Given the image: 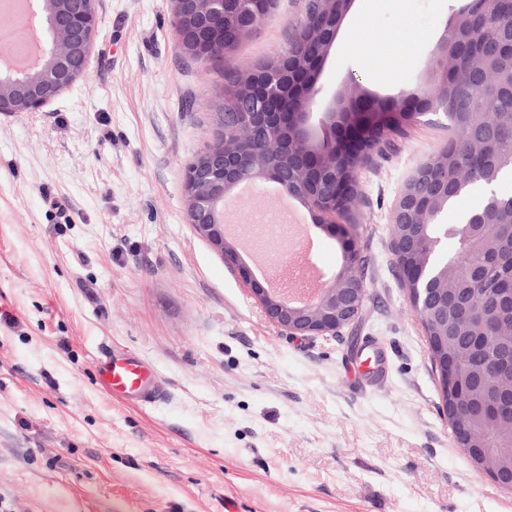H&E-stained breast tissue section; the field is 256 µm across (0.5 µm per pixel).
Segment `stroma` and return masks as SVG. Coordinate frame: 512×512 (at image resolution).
<instances>
[{
  "instance_id": "1",
  "label": "stroma",
  "mask_w": 512,
  "mask_h": 512,
  "mask_svg": "<svg viewBox=\"0 0 512 512\" xmlns=\"http://www.w3.org/2000/svg\"><path fill=\"white\" fill-rule=\"evenodd\" d=\"M466 0H353L318 84L402 101ZM89 63L37 112L0 116V512H512L457 448L418 315L392 254L391 209L448 142L426 115L359 169L351 219L369 298L333 336L272 324L257 280L288 251L250 244L279 213L262 183L233 207L240 266L187 219L184 175L217 132L224 73L286 52L306 0L215 64L176 46L170 0H96ZM323 283L340 243L291 201ZM117 347L165 390L108 397L94 360Z\"/></svg>"
}]
</instances>
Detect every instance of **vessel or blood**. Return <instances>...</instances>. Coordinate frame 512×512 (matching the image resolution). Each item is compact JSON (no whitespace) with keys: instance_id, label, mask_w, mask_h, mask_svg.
<instances>
[{"instance_id":"obj_1","label":"vessel or blood","mask_w":512,"mask_h":512,"mask_svg":"<svg viewBox=\"0 0 512 512\" xmlns=\"http://www.w3.org/2000/svg\"><path fill=\"white\" fill-rule=\"evenodd\" d=\"M100 387L108 394L150 404L160 393L152 367L140 359L110 350L101 354L96 364Z\"/></svg>"}]
</instances>
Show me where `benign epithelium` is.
Instances as JSON below:
<instances>
[{
  "label": "benign epithelium",
  "mask_w": 512,
  "mask_h": 512,
  "mask_svg": "<svg viewBox=\"0 0 512 512\" xmlns=\"http://www.w3.org/2000/svg\"><path fill=\"white\" fill-rule=\"evenodd\" d=\"M33 18L41 41V53L24 72L9 67L8 50L0 47V115L37 112L81 76L88 63L99 28L95 0H31ZM352 0H315L313 22L302 23L288 54L276 56L261 68L235 76L232 108L225 109L223 141L198 156L186 169L184 191L187 218L195 232L226 262L239 264V253L228 233L224 213L240 198L246 184L269 181L282 195L305 204L319 222L338 237L344 264L332 283L305 304L288 300L286 289L265 286L242 273L268 319L295 334L329 335L352 324L361 315L368 296L364 277L355 271L360 252L354 243L352 224L336 223L349 212L358 188L363 158L373 152L370 137L387 131V123H409L419 113L404 104L380 109L375 100L360 93L341 107L321 97L318 75L333 46L338 26ZM496 0H469L446 28L439 45V65L430 68L426 82L411 97L431 112H448L463 101L465 82L479 80L493 87L512 84V72L504 75L491 68L479 69L477 59L491 42L512 51V23L496 32H474L479 19ZM276 0H172L173 24L178 49L197 59L209 58L215 49L232 50L274 10ZM320 138L311 139L306 129L314 113ZM350 133L336 136V123ZM503 171L498 165L482 173L471 160L453 161L444 167L436 156L421 163L406 181L391 212L394 265L410 303L424 324L433 320L435 336L448 337V292L440 282L460 276L480 303L463 308L475 323L474 343L498 327H512V271L509 258L493 250L479 266L462 263L477 249L483 225L506 207L491 195L481 215L482 223L469 219L450 227L436 223L448 203L468 185L480 180L493 185ZM458 239L457 254L437 260L448 237ZM487 372L494 378L512 377V350L489 355ZM442 404L447 416L482 415L488 419L512 411V391L497 394L473 407L457 386L456 365L446 358L435 363ZM456 447L476 459L486 448L483 438L463 422L453 432ZM483 471L506 491H512V467Z\"/></svg>",
  "instance_id": "7a95c632"
}]
</instances>
